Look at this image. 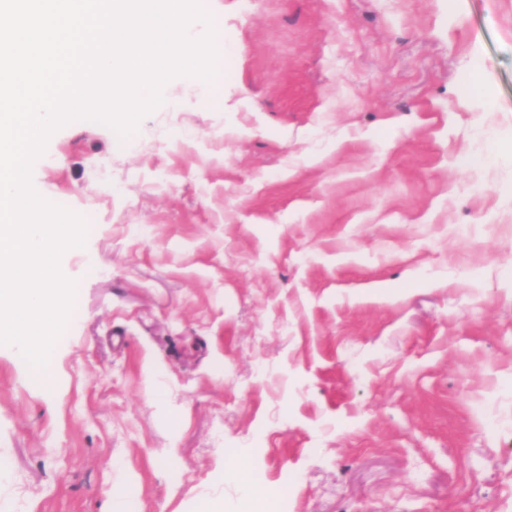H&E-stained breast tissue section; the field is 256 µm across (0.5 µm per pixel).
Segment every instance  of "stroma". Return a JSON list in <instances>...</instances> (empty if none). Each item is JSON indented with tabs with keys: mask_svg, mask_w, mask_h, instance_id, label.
Masks as SVG:
<instances>
[{
	"mask_svg": "<svg viewBox=\"0 0 512 512\" xmlns=\"http://www.w3.org/2000/svg\"><path fill=\"white\" fill-rule=\"evenodd\" d=\"M213 83L125 150L56 130L95 218L52 390L0 345V512H512V0H202Z\"/></svg>",
	"mask_w": 512,
	"mask_h": 512,
	"instance_id": "obj_1",
	"label": "stroma"
}]
</instances>
